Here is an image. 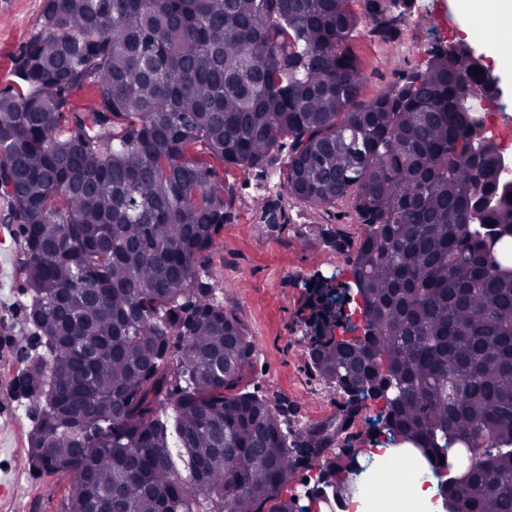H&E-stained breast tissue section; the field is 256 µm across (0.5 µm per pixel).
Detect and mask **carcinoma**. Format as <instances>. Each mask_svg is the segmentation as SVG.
Wrapping results in <instances>:
<instances>
[{
  "label": "carcinoma",
  "instance_id": "cac0c4a2",
  "mask_svg": "<svg viewBox=\"0 0 512 512\" xmlns=\"http://www.w3.org/2000/svg\"><path fill=\"white\" fill-rule=\"evenodd\" d=\"M350 2L45 0L0 89V198L45 347L13 387L33 466L71 474L64 512H310L281 489L316 464L362 489L324 452L387 383L377 422L446 476L449 512H512V181L468 105L484 76L434 47L364 100ZM369 2L380 24L408 6ZM281 155L290 195L352 198L371 331L310 337L352 397L295 433L241 389L252 342L198 265L232 205L218 167Z\"/></svg>",
  "mask_w": 512,
  "mask_h": 512
}]
</instances>
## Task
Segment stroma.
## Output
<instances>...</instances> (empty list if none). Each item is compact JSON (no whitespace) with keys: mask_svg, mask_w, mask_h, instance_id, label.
Here are the masks:
<instances>
[{"mask_svg":"<svg viewBox=\"0 0 512 512\" xmlns=\"http://www.w3.org/2000/svg\"><path fill=\"white\" fill-rule=\"evenodd\" d=\"M44 3L0 0V88L12 79L13 55L40 29ZM352 7L361 18L352 45L368 100L424 68L433 47L469 39L463 20L451 16L450 0H420L417 13L396 15L386 31L372 20L368 0H353ZM222 176L234 204L199 262L216 299L237 315L254 345L242 387L287 410L291 429L335 419L344 399L307 354L316 326L310 286L322 277L339 289L349 284L362 236L358 215L346 198L326 207L298 201L277 171L230 167ZM19 254L0 201V512H62L70 476L32 468V417L13 393L27 329Z\"/></svg>","mask_w":512,"mask_h":512,"instance_id":"stroma-1","label":"stroma"}]
</instances>
